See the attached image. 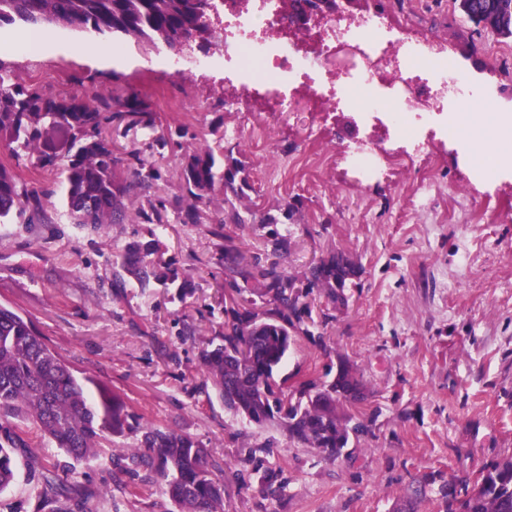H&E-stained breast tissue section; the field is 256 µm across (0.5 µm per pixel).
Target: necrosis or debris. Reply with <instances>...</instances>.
Here are the masks:
<instances>
[{"label":"necrosis or debris","instance_id":"obj_1","mask_svg":"<svg viewBox=\"0 0 512 512\" xmlns=\"http://www.w3.org/2000/svg\"><path fill=\"white\" fill-rule=\"evenodd\" d=\"M281 22L279 0H250L247 11L222 15L210 53L169 65L177 73L234 71L243 83L262 85L276 109L256 116L253 132L259 136L296 118L298 85L332 108L346 102L366 113H386L389 124L405 135L414 131L413 113L455 112L468 99L465 77L449 69L446 58L391 41L381 13H364L347 27L328 25L321 44L308 53L277 37ZM392 55L396 71L379 79Z\"/></svg>","mask_w":512,"mask_h":512}]
</instances>
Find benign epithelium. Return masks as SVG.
Masks as SVG:
<instances>
[{
	"label": "benign epithelium",
	"instance_id": "benign-epithelium-1",
	"mask_svg": "<svg viewBox=\"0 0 512 512\" xmlns=\"http://www.w3.org/2000/svg\"><path fill=\"white\" fill-rule=\"evenodd\" d=\"M368 7L369 0H302L298 4L284 0L281 8L288 14L289 21L280 28L279 36L290 39L298 29H304L305 38L299 42V48L307 52L322 42L323 24L327 19L350 22Z\"/></svg>",
	"mask_w": 512,
	"mask_h": 512
}]
</instances>
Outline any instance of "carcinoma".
Segmentation results:
<instances>
[{
	"instance_id": "cac0c4a2",
	"label": "carcinoma",
	"mask_w": 512,
	"mask_h": 512,
	"mask_svg": "<svg viewBox=\"0 0 512 512\" xmlns=\"http://www.w3.org/2000/svg\"><path fill=\"white\" fill-rule=\"evenodd\" d=\"M467 19L505 39L500 17L512 15V0H468ZM209 12L201 0H0V28L23 25V34L46 26L91 29L136 43L174 49L206 28ZM157 113L137 96L114 102L89 94L46 97L34 88L13 84L0 75V145L22 149L43 168L65 174V205L75 224H166L168 209L182 224H196L224 240V343L200 351L202 373L212 381L225 405L249 421L277 423L288 437L339 457L350 442L371 432L374 415L361 410L366 386L358 370L339 360L336 375L301 381L291 393L275 379L291 336L321 342L306 294L296 288H321L333 302L356 275L343 253H331L311 264L301 276L278 261L288 239L270 241L275 260L247 258L239 246L242 212L260 224H276L268 213L239 208L249 188L233 148H213L206 140L189 145L188 130L160 134L118 152V138L132 130L153 131ZM167 147L183 151L181 195L171 199L151 193L161 179L146 155ZM40 210L35 190L0 165V219L34 221ZM153 240L133 241L116 261L139 287L174 281L169 269L154 264ZM77 460L99 456L106 441L129 429V414L117 397L90 400L70 366L51 351L32 323L0 305V491L16 479L19 451L30 447L23 437L27 423ZM140 444L114 463L121 472L144 470L180 512H224V486L212 477L207 452L192 437L154 426L141 427ZM37 512H82L99 495L91 487L60 483L44 472ZM443 512H512V456L482 469L474 482L443 483L437 489Z\"/></svg>"
}]
</instances>
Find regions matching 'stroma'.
Masks as SVG:
<instances>
[{
  "mask_svg": "<svg viewBox=\"0 0 512 512\" xmlns=\"http://www.w3.org/2000/svg\"><path fill=\"white\" fill-rule=\"evenodd\" d=\"M387 28L395 40L439 37L438 52L472 71L512 114V41L479 30L453 0H405ZM46 32L40 50L0 52V75L48 96L134 93L163 125L238 147L252 201L275 216L287 202L298 209L288 224L247 225L240 233L247 255L268 258L276 232L288 238L282 265L290 274L336 251L356 264L345 303L320 289L309 294L315 313L328 316L323 342L294 337L278 377L292 386L348 359L370 391L365 409L375 420L370 436L333 458L234 415L199 366L201 348L224 329L222 239L174 219L99 229L73 223L60 171L0 147V163L37 188L43 203L33 223L0 222V304L30 319L79 379L106 386L134 416L91 461L28 427L31 452L19 454L0 512H37L34 469L100 489L86 512H178L145 472L112 465L138 446L147 423L206 448L224 486V512H400L425 476L473 477L512 455V166H501L477 196L464 192L471 160L487 143L439 133L427 152L359 182L347 173L346 148L371 128L353 111L337 108L318 124L319 107L307 97L295 119L254 140L249 128L260 104L225 88L218 74L151 65L155 49L121 37L60 26ZM91 46L119 47L128 63L89 60ZM313 128L331 147L322 164L308 147ZM488 199L498 205L491 224L479 219ZM153 238L155 261L177 278L143 289L115 256Z\"/></svg>",
  "mask_w": 512,
  "mask_h": 512,
  "instance_id": "1",
  "label": "stroma"
}]
</instances>
